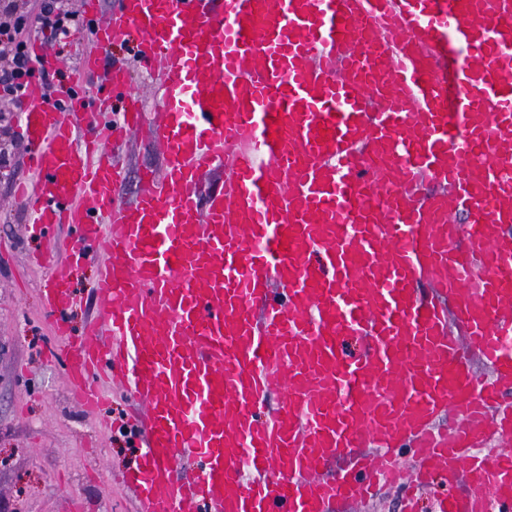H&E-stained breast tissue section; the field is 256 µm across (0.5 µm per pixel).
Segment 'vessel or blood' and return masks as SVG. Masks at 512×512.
<instances>
[{
    "label": "vessel or blood",
    "mask_w": 512,
    "mask_h": 512,
    "mask_svg": "<svg viewBox=\"0 0 512 512\" xmlns=\"http://www.w3.org/2000/svg\"><path fill=\"white\" fill-rule=\"evenodd\" d=\"M83 11L157 70L160 112L116 66L120 122L80 131L109 101L73 80L49 108L32 80L38 179L14 198L32 232L70 229L43 302L73 399L93 411L101 375L131 384L137 512H326L381 485L417 512L455 472L437 512H512V449L474 453L512 437V0ZM143 130L165 161L126 203L114 150ZM92 261L104 319L73 342L70 270Z\"/></svg>",
    "instance_id": "1"
}]
</instances>
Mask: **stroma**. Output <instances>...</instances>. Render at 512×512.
<instances>
[{
  "instance_id": "1",
  "label": "stroma",
  "mask_w": 512,
  "mask_h": 512,
  "mask_svg": "<svg viewBox=\"0 0 512 512\" xmlns=\"http://www.w3.org/2000/svg\"><path fill=\"white\" fill-rule=\"evenodd\" d=\"M124 64L148 110L159 103L157 80L123 45L106 48ZM15 158L0 169V512H133L132 493L118 481L136 464L126 418L134 402L113 383L106 413L89 415L67 394L63 369L50 356L56 340L42 310L48 267L29 265L30 254L45 251V239L27 232V215L14 201L16 184L34 179L24 140H0ZM117 155L125 165L123 197L134 201L144 169H161V151L138 133ZM97 269L78 267L72 285L77 301L69 314L73 337H82L101 303L94 293Z\"/></svg>"
}]
</instances>
